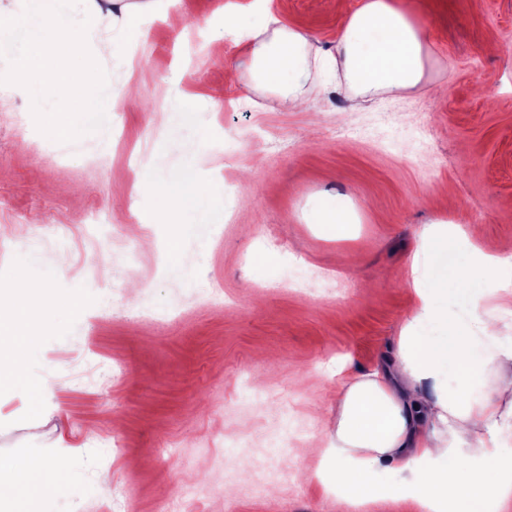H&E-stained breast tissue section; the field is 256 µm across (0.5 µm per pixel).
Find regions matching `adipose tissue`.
Listing matches in <instances>:
<instances>
[{"mask_svg":"<svg viewBox=\"0 0 512 512\" xmlns=\"http://www.w3.org/2000/svg\"><path fill=\"white\" fill-rule=\"evenodd\" d=\"M194 25L218 40L233 36L241 58L225 65V76L273 95L281 111L307 105L315 79L307 30L282 25L269 12L256 24L228 11L220 19L197 17ZM329 59L357 95L399 100L422 86L436 95L445 88L428 75L427 26L413 0H360L345 10ZM137 183L187 219L224 203L215 187L179 176L145 173ZM473 255V267L453 269L433 287L411 282L404 325L384 363L337 371L336 407L320 420L331 466L318 472L337 501L364 508L382 497L410 500L429 512H502L512 502V454L503 451L512 439V242L490 243ZM477 280L496 286L477 290ZM452 290L466 295L465 316L447 306ZM5 304L12 320L0 322V355L16 365L34 343L18 319L64 300L46 282L20 276L0 298ZM426 324L438 325L439 335L422 334ZM57 468L50 459L1 457L0 491L59 494Z\"/></svg>","mask_w":512,"mask_h":512,"instance_id":"adipose-tissue-1","label":"adipose tissue"}]
</instances>
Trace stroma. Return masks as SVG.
Wrapping results in <instances>:
<instances>
[{
	"instance_id": "stroma-1",
	"label": "stroma",
	"mask_w": 512,
	"mask_h": 512,
	"mask_svg": "<svg viewBox=\"0 0 512 512\" xmlns=\"http://www.w3.org/2000/svg\"><path fill=\"white\" fill-rule=\"evenodd\" d=\"M161 0L145 17L137 71L100 54L120 33L112 4H97L88 45L108 76L137 100L115 121L73 141L59 159L31 115L23 87L0 84V289L20 275L46 281L69 304L34 314L23 381L38 399L0 386V456L59 461L66 489L29 499L26 512H161L183 486L205 492L182 512H344L315 468L319 417L336 406V367L384 361L408 306V256L424 229L451 222L473 241L512 240V0H415L429 20L432 77L446 84L392 102L353 96L331 76L309 90L305 112L224 82L239 49L189 27L232 4L252 21L253 0ZM343 0H270L284 25L336 43ZM494 31L499 52L484 45ZM171 89L159 127L158 83ZM224 84V99L206 90ZM196 95L197 107L181 96ZM183 172L219 186L224 206L181 223L136 189L139 170ZM351 204L356 221L308 218L326 199ZM110 213L117 237L100 280L98 252L82 228L88 210ZM189 272H171L172 261ZM149 280L137 307L158 326L122 317L135 269ZM93 344H86V336ZM122 362L104 379L77 359L85 346ZM308 427L288 455L292 481L252 490V472L222 469L224 434L261 447L285 420Z\"/></svg>"
}]
</instances>
